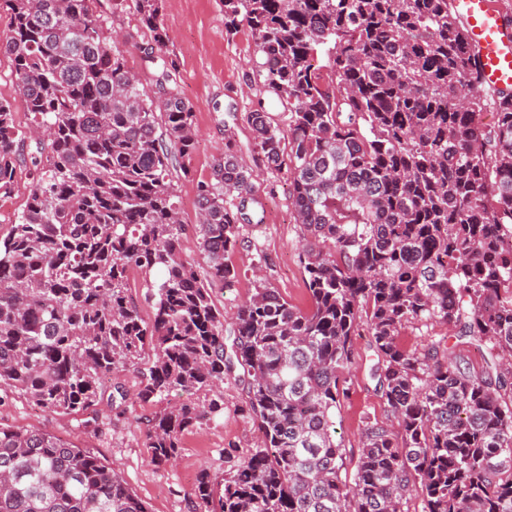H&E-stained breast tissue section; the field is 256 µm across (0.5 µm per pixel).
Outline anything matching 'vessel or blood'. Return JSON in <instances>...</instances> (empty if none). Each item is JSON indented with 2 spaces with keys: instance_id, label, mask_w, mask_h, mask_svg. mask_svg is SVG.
I'll use <instances>...</instances> for the list:
<instances>
[{
  "instance_id": "1",
  "label": "vessel or blood",
  "mask_w": 512,
  "mask_h": 512,
  "mask_svg": "<svg viewBox=\"0 0 512 512\" xmlns=\"http://www.w3.org/2000/svg\"><path fill=\"white\" fill-rule=\"evenodd\" d=\"M451 6L467 25L481 83L494 89L512 88V29L497 0H451Z\"/></svg>"
}]
</instances>
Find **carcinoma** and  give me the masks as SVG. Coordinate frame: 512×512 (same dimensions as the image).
Listing matches in <instances>:
<instances>
[{
	"label": "carcinoma",
	"mask_w": 512,
	"mask_h": 512,
	"mask_svg": "<svg viewBox=\"0 0 512 512\" xmlns=\"http://www.w3.org/2000/svg\"><path fill=\"white\" fill-rule=\"evenodd\" d=\"M222 3L227 32L255 40L267 97L248 115L252 151L288 175L309 305L260 286L224 335L211 292L237 283L228 256L254 220V168L229 140L197 183L203 276L183 255L170 178L175 166L190 174L196 138L176 68L152 89L130 75L101 0H0L11 17L0 53L45 133L24 153L0 100V197L21 166L32 176L0 237V385L83 414L105 378L150 350L142 402L198 394L149 421L146 447L165 465L184 433L224 412L233 378L261 445L219 481L201 474L195 512H410L414 491L421 512H512V91L496 92L485 127L449 0ZM112 5L137 16L157 64L164 0ZM133 268L160 274L149 323L129 295ZM432 323L474 343L481 370L445 337L402 344L407 325ZM363 330L391 424L365 417L347 481L336 411ZM0 476V512H149L112 467L40 430L0 427Z\"/></svg>",
	"instance_id": "obj_1"
}]
</instances>
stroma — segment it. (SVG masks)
Here are the masks:
<instances>
[{
    "mask_svg": "<svg viewBox=\"0 0 512 512\" xmlns=\"http://www.w3.org/2000/svg\"><path fill=\"white\" fill-rule=\"evenodd\" d=\"M161 23L170 40L163 52L180 76L182 97L195 112L196 145L188 162L190 175L175 172L179 215L186 225L198 222L196 184L210 172L226 141L246 148L252 139L248 115L264 95L262 77L253 71L255 44L248 29L227 34L221 0H165ZM109 26L118 37L126 67L145 87H153L155 69L145 62L150 40L137 18L115 10ZM259 205L255 223L243 229L245 243L230 261L238 271L233 290L214 288L212 299L232 323L238 307L255 291L258 282L276 288L297 306H305V276L299 261L302 230L297 224L286 174L261 170L256 182ZM357 358L352 372L351 396L340 410L338 434L343 444L344 477L356 470L363 419H384V404L369 378L376 357L366 337L356 340ZM145 353L139 369L118 373L127 398L113 408L111 388H104L91 413L98 430L79 428L73 416L50 414L21 392L0 389V424L15 429H41L76 443L115 469L150 512H191L193 490L202 471L220 477L256 447L260 432L242 412L240 389L232 379L224 381V413L200 430L184 434L176 462L157 466L146 446L145 428L160 407L142 402L137 392L143 372L151 365Z\"/></svg>",
    "mask_w": 512,
    "mask_h": 512,
    "instance_id": "35a3bbf8",
    "label": "stroma"
}]
</instances>
